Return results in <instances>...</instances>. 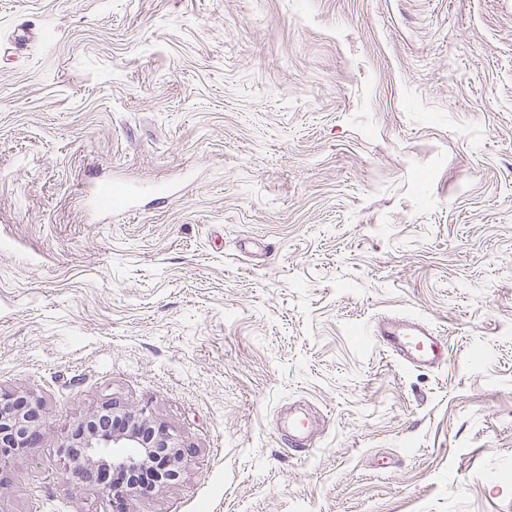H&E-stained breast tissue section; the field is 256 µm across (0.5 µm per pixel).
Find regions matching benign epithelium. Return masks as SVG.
<instances>
[{
	"label": "benign epithelium",
	"mask_w": 512,
	"mask_h": 512,
	"mask_svg": "<svg viewBox=\"0 0 512 512\" xmlns=\"http://www.w3.org/2000/svg\"><path fill=\"white\" fill-rule=\"evenodd\" d=\"M115 415L113 405L105 404L92 414L89 420L94 422L92 429L83 433L81 452L78 460L70 462L69 473L81 481L89 479L92 468L98 465H110L118 471L135 470L153 458L150 446L141 440L143 432L155 438V443L169 449L167 457L157 460L162 469L171 468L174 476L191 449L179 446L166 426L156 421L146 408L125 412L127 426L121 430H101L95 425L102 416ZM43 424L41 404L29 397L15 393L0 392V470L9 466L16 456V447H33L39 440V431ZM134 485L112 484L108 491V503L112 512H126L127 500L137 494Z\"/></svg>",
	"instance_id": "benign-epithelium-1"
}]
</instances>
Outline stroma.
I'll return each mask as SVG.
<instances>
[{"label": "stroma", "instance_id": "1", "mask_svg": "<svg viewBox=\"0 0 512 512\" xmlns=\"http://www.w3.org/2000/svg\"><path fill=\"white\" fill-rule=\"evenodd\" d=\"M1 390L0 512H104L60 444L109 402L192 451L128 512H512V0H0ZM372 335L383 351L404 365L438 369L446 363L440 336H434L422 321L384 316ZM43 408L30 396L0 392V470L14 460L17 445L34 447L43 424Z\"/></svg>", "mask_w": 512, "mask_h": 512}]
</instances>
